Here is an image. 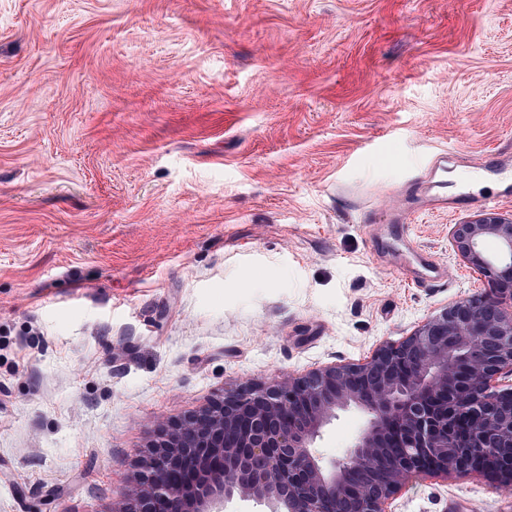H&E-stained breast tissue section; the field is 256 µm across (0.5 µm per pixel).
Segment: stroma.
Wrapping results in <instances>:
<instances>
[{
	"instance_id": "1",
	"label": "stroma",
	"mask_w": 512,
	"mask_h": 512,
	"mask_svg": "<svg viewBox=\"0 0 512 512\" xmlns=\"http://www.w3.org/2000/svg\"><path fill=\"white\" fill-rule=\"evenodd\" d=\"M448 152L512 154V0H0V512H111L160 423L484 292L449 231L512 196L427 211Z\"/></svg>"
}]
</instances>
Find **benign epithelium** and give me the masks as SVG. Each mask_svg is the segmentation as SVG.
Instances as JSON below:
<instances>
[{
	"label": "benign epithelium",
	"mask_w": 512,
	"mask_h": 512,
	"mask_svg": "<svg viewBox=\"0 0 512 512\" xmlns=\"http://www.w3.org/2000/svg\"><path fill=\"white\" fill-rule=\"evenodd\" d=\"M488 288L363 363L331 364L224 391L161 423L115 512H386L416 474L477 475L512 489V218L450 229ZM496 251L490 253L486 244ZM369 416L341 459L316 440L338 413Z\"/></svg>",
	"instance_id": "1"
}]
</instances>
